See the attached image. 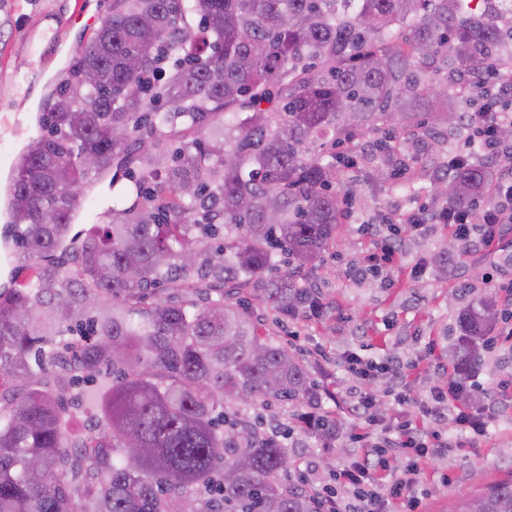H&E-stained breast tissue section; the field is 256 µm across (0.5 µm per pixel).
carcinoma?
Segmentation results:
<instances>
[{"mask_svg":"<svg viewBox=\"0 0 512 512\" xmlns=\"http://www.w3.org/2000/svg\"><path fill=\"white\" fill-rule=\"evenodd\" d=\"M113 0L18 155L0 289V512H322L249 414L336 418L260 310L309 303L296 273L336 242L346 147L383 165L467 113L445 69H512V0ZM89 69L100 80L81 85ZM96 164L87 167L83 155ZM498 161L445 166L447 209L492 200ZM108 180L102 223L72 232ZM501 315L461 314L473 364ZM462 512H512V477Z\"/></svg>","mask_w":512,"mask_h":512,"instance_id":"obj_1","label":"carcinoma"}]
</instances>
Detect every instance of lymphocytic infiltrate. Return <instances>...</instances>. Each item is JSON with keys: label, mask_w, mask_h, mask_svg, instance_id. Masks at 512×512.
Here are the masks:
<instances>
[{"label": "lymphocytic infiltrate", "mask_w": 512, "mask_h": 512, "mask_svg": "<svg viewBox=\"0 0 512 512\" xmlns=\"http://www.w3.org/2000/svg\"><path fill=\"white\" fill-rule=\"evenodd\" d=\"M506 120H512V113L496 104L469 118V151L492 154L503 165L494 185L493 204L456 215L422 206L414 213L396 215L385 231L376 223L359 225L362 235L378 241L369 262L399 267L401 231L418 235L430 224L451 225L455 238L465 246L476 238L486 247L501 240L505 228L512 226V145L503 146L498 137V127ZM343 368L359 381L379 373L386 375L391 383L390 394L402 411L379 432L366 427L351 432L350 440L360 453L350 465L334 472V486L321 489L323 512H422L416 489L427 477L426 464L463 447H480L500 405L512 402V379L479 388L472 381L454 377L445 390L419 399L413 396L409 380L421 372V364L351 353L345 356ZM476 390L482 399L475 405L470 397ZM447 419L453 423L449 433L438 428ZM397 457L404 460L398 469L392 465Z\"/></svg>", "instance_id": "obj_1"}]
</instances>
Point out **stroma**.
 <instances>
[{
	"mask_svg": "<svg viewBox=\"0 0 512 512\" xmlns=\"http://www.w3.org/2000/svg\"><path fill=\"white\" fill-rule=\"evenodd\" d=\"M111 9L112 0H0V185L34 135L35 116L52 82ZM438 140V150L416 148L405 186H395L387 176L376 177V159L361 161L350 170L359 188L352 199L358 221L414 211L424 203L438 205L433 187L439 170L464 145L463 138L444 131ZM337 234L339 245L325 254L320 266L305 271L302 280L319 295L324 313L317 317L304 308L290 319L272 311L263 314L267 333L287 349L303 352L321 386L325 409L338 420L332 447L326 451L302 429L295 406L276 404L263 413L288 432L292 473L308 472L316 486L358 454L349 440L355 421L344 410L354 385L339 365L346 353L410 362L425 358L427 342H436L437 359L411 383L418 398L446 387L452 376L481 383L512 376V338L485 349L478 369L465 361H449L459 340L461 312L493 288L487 274L512 278V232L493 247L457 251L443 279L435 259L453 238L448 225H431L422 235H403L401 268L356 279L349 270L364 264L372 243L356 223L339 225ZM429 472L420 488L424 512H459L470 495L511 476L512 406L495 417L481 447L435 461ZM445 473L450 482L442 481Z\"/></svg>",
	"mask_w": 512,
	"mask_h": 512,
	"instance_id": "stroma-1",
	"label": "stroma"
}]
</instances>
